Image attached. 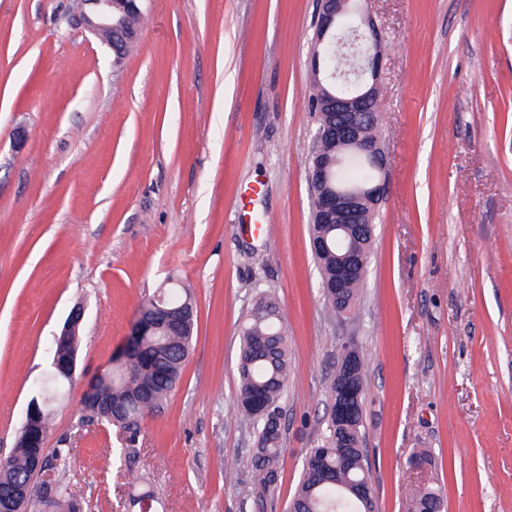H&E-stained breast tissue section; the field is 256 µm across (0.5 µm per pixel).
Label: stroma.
<instances>
[{"mask_svg":"<svg viewBox=\"0 0 512 512\" xmlns=\"http://www.w3.org/2000/svg\"><path fill=\"white\" fill-rule=\"evenodd\" d=\"M71 2L0 0V455L80 305L45 444L70 446L69 491L89 512H138L146 487L156 512H243L224 482L250 479L258 440L232 415L238 325L270 289L290 363L264 512H287L347 348L367 363L378 512L421 486L440 512H512V0H365L389 168L361 301L336 321L308 235L317 0H144L118 66ZM171 280L196 305L192 350L130 446L82 424L80 398ZM84 316V310L82 307L76 306L70 312L69 317L67 318L63 328L60 333L55 336V343L60 348L56 354H54L52 362L53 367L62 375L73 379L76 369V360L77 357L70 358L68 356H64L61 351L62 346H64L70 336H74L77 330V327L81 324Z\"/></svg>","mask_w":512,"mask_h":512,"instance_id":"1","label":"stroma"}]
</instances>
